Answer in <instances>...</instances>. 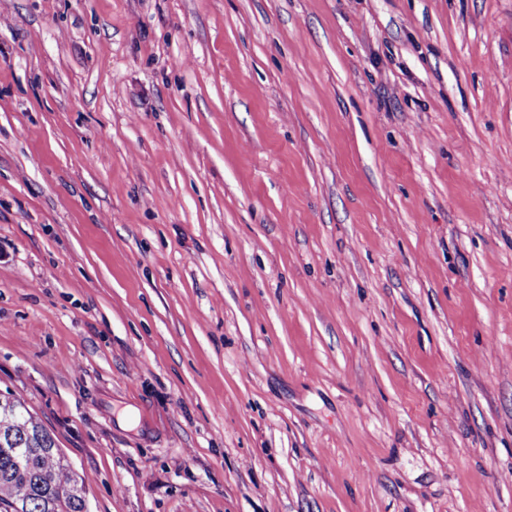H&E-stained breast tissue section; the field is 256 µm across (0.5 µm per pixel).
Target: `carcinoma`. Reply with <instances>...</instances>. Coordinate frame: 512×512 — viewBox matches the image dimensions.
Returning a JSON list of instances; mask_svg holds the SVG:
<instances>
[{
    "label": "carcinoma",
    "instance_id": "cac0c4a2",
    "mask_svg": "<svg viewBox=\"0 0 512 512\" xmlns=\"http://www.w3.org/2000/svg\"><path fill=\"white\" fill-rule=\"evenodd\" d=\"M41 452L24 458L15 450ZM51 434L11 394H0V512H84L79 479Z\"/></svg>",
    "mask_w": 512,
    "mask_h": 512
}]
</instances>
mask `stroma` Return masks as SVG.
<instances>
[{
  "label": "stroma",
  "mask_w": 512,
  "mask_h": 512,
  "mask_svg": "<svg viewBox=\"0 0 512 512\" xmlns=\"http://www.w3.org/2000/svg\"><path fill=\"white\" fill-rule=\"evenodd\" d=\"M0 392L88 512H512V0H0Z\"/></svg>",
  "instance_id": "1"
}]
</instances>
